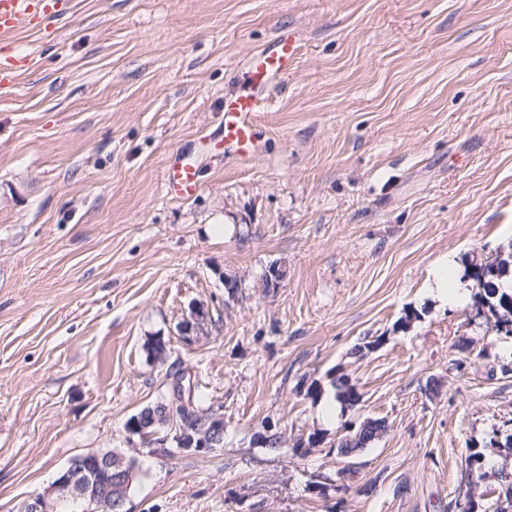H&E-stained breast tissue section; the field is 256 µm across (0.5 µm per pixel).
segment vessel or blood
I'll list each match as a JSON object with an SVG mask.
<instances>
[{"label": "vessel or blood", "instance_id": "vessel-or-blood-1", "mask_svg": "<svg viewBox=\"0 0 512 512\" xmlns=\"http://www.w3.org/2000/svg\"><path fill=\"white\" fill-rule=\"evenodd\" d=\"M72 0H0V34L5 35L33 26L47 15L60 17L70 13ZM298 46L293 36L280 37L267 51L250 58L246 87L224 102V128L217 148L247 159L256 151V114L264 101L269 82L285 72L295 60ZM163 184L168 194L188 199L201 186L198 167L175 160L164 171Z\"/></svg>", "mask_w": 512, "mask_h": 512}]
</instances>
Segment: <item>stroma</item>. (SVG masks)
<instances>
[{"instance_id": "stroma-1", "label": "stroma", "mask_w": 512, "mask_h": 512, "mask_svg": "<svg viewBox=\"0 0 512 512\" xmlns=\"http://www.w3.org/2000/svg\"><path fill=\"white\" fill-rule=\"evenodd\" d=\"M281 32L301 49L258 154L215 152ZM20 58L0 89V512H39L110 449L138 461L128 512H459L468 447L512 469L490 445L512 336L477 316L479 288L428 290L442 256L465 281L512 247V0H73L0 39ZM178 154L202 174L187 200L161 181ZM199 303L212 322L184 341ZM174 367L223 413L222 448L129 439ZM340 377L360 400L326 424ZM368 418L388 428L346 463L336 444Z\"/></svg>"}]
</instances>
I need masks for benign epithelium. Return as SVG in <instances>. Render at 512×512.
<instances>
[{
    "instance_id": "1",
    "label": "benign epithelium",
    "mask_w": 512,
    "mask_h": 512,
    "mask_svg": "<svg viewBox=\"0 0 512 512\" xmlns=\"http://www.w3.org/2000/svg\"><path fill=\"white\" fill-rule=\"evenodd\" d=\"M209 310L202 305L192 307L190 317L181 326L182 335L199 330L207 322ZM224 429V419L209 408L194 427H181L174 436L175 452L194 449L211 451L224 442L217 436ZM135 472L128 457L120 452L89 453L75 459L56 479L48 497L56 501L81 499L88 512H127V487Z\"/></svg>"
}]
</instances>
